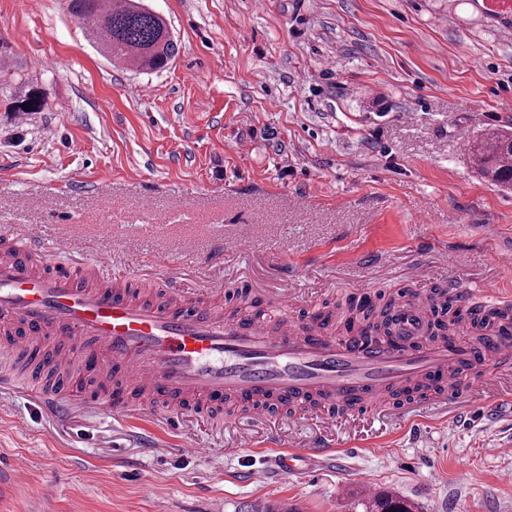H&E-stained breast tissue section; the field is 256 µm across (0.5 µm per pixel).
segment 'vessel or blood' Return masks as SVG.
Listing matches in <instances>:
<instances>
[{"instance_id": "1", "label": "vessel or blood", "mask_w": 512, "mask_h": 512, "mask_svg": "<svg viewBox=\"0 0 512 512\" xmlns=\"http://www.w3.org/2000/svg\"><path fill=\"white\" fill-rule=\"evenodd\" d=\"M15 236V230H0V337L32 361L50 357L59 376L38 383L47 408H66L62 373L90 363L112 379L88 405L104 399L123 415L159 402L182 410L204 407L228 396L248 405L259 420L271 408L295 402L332 420L337 407L354 402L375 411L390 392L429 378L455 385L456 369L474 360L471 345L457 339L422 342L431 301L418 291L396 307L395 343L354 342L322 335L307 323H244L208 306L188 305L177 282L167 299L141 298L121 288L104 256L96 261V283L39 273L15 252ZM453 294L480 317L512 315L510 302L478 304L458 288ZM482 354L485 364L511 365L512 334L498 336ZM326 453L318 444L282 454L279 461L294 472Z\"/></svg>"}]
</instances>
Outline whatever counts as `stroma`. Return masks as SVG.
I'll use <instances>...</instances> for the list:
<instances>
[{
    "instance_id": "35a3bbf8",
    "label": "stroma",
    "mask_w": 512,
    "mask_h": 512,
    "mask_svg": "<svg viewBox=\"0 0 512 512\" xmlns=\"http://www.w3.org/2000/svg\"><path fill=\"white\" fill-rule=\"evenodd\" d=\"M144 2L178 42L158 73L112 66L65 0H0V225L41 243L31 267L105 253L127 287L178 279L272 320L286 274L297 318L382 304L417 267L427 293L453 279L512 300V189L472 163L478 138L512 132V0ZM34 90L45 108L17 111ZM91 392L73 382L57 415L29 378L0 389V512H360L366 480L419 512H512V367L333 421L225 404L121 418ZM316 443L327 460L273 469Z\"/></svg>"
}]
</instances>
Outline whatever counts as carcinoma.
<instances>
[{
	"label": "carcinoma",
	"mask_w": 512,
	"mask_h": 512,
	"mask_svg": "<svg viewBox=\"0 0 512 512\" xmlns=\"http://www.w3.org/2000/svg\"><path fill=\"white\" fill-rule=\"evenodd\" d=\"M68 12L90 23L89 40L108 61L136 71H159L175 55L176 43L166 20L136 0H121L111 7L108 0H66ZM46 105L45 96L32 91L18 100L20 112H39ZM473 161L483 175L498 185L512 186V134L492 132L479 138L473 147ZM391 303L377 308L363 301L348 309L342 317L345 332L383 338L389 335ZM434 331L430 339L445 338L448 325L469 335L474 344L483 345L489 339L490 323L471 316L455 307L448 290L434 298L431 314ZM363 512H416V506L392 493L378 492L360 503Z\"/></svg>",
	"instance_id": "1"
}]
</instances>
